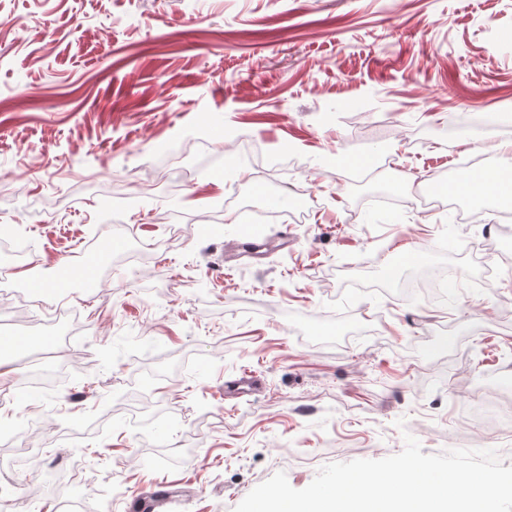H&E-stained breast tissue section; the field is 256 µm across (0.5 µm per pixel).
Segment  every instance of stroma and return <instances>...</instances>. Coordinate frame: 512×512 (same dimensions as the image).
I'll return each instance as SVG.
<instances>
[{
	"label": "stroma",
	"mask_w": 512,
	"mask_h": 512,
	"mask_svg": "<svg viewBox=\"0 0 512 512\" xmlns=\"http://www.w3.org/2000/svg\"><path fill=\"white\" fill-rule=\"evenodd\" d=\"M506 30L512 0H0V229L27 247L0 270V337L44 342L0 383V512H61L43 468L75 476L79 512H132L164 479L186 489L172 512H233L276 472L302 489L408 434L512 465V423L479 437L458 413L512 395V240L494 232L512 205L475 198L463 220L440 191L512 140ZM340 151L383 169L338 172ZM382 184L405 203L367 221ZM110 210L152 257L89 289ZM257 228L268 258L225 268ZM441 265L448 294L406 296ZM62 366L65 387L20 398ZM247 367L265 390L225 396ZM10 411L43 433L7 438Z\"/></svg>",
	"instance_id": "obj_1"
}]
</instances>
